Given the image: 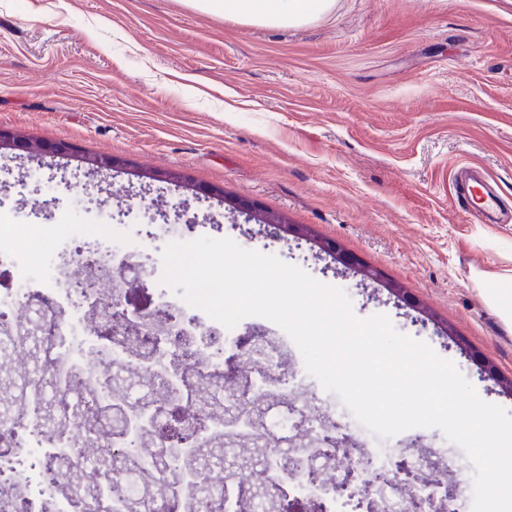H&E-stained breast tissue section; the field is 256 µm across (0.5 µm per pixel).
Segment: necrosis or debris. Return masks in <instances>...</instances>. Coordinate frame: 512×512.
<instances>
[{
  "instance_id": "obj_1",
  "label": "necrosis or debris",
  "mask_w": 512,
  "mask_h": 512,
  "mask_svg": "<svg viewBox=\"0 0 512 512\" xmlns=\"http://www.w3.org/2000/svg\"><path fill=\"white\" fill-rule=\"evenodd\" d=\"M66 245L61 237L37 233L13 239L18 254L10 287H0V462L6 463L8 485H0V512H185L174 496H143L129 501L105 486L72 480L82 466L91 440L110 432L113 442L136 434L139 426L155 428L165 420L164 406L186 402L185 425L210 422L205 400L187 402L189 387L219 388L226 429L224 470L232 480L225 496L213 499L212 459L189 444H162L152 433L142 439L148 450L147 472L109 458L112 481L142 487L168 484L178 461L195 459L183 479L197 486L194 512H272L271 497L256 487L243 492L251 473L295 470V484L319 505L320 512H368L361 494L375 496L379 512H466L462 495L448 492L444 480L416 483L413 493L391 478L393 467L420 473L424 451H405L397 461L367 462L363 453L337 447L342 426L330 409L311 401H295L279 384L286 356L278 341L252 340L244 354L248 378L215 379L224 361L215 356L210 331L185 320L166 291H157L148 309L126 305L123 288L152 278L150 269L131 272L126 261L109 263L100 249H85L88 268L81 278L59 281L53 260ZM112 322L114 338L104 343L98 329ZM32 363L16 368L21 349ZM179 355L183 367L171 372L167 360ZM53 399H44L46 388ZM264 412L267 451L245 462L237 441L244 431L236 424L245 406Z\"/></svg>"
}]
</instances>
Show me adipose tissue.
<instances>
[{
	"instance_id": "obj_1",
	"label": "adipose tissue",
	"mask_w": 512,
	"mask_h": 512,
	"mask_svg": "<svg viewBox=\"0 0 512 512\" xmlns=\"http://www.w3.org/2000/svg\"><path fill=\"white\" fill-rule=\"evenodd\" d=\"M195 8L243 22L301 26L330 14L336 0H188Z\"/></svg>"
}]
</instances>
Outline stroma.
<instances>
[{
	"mask_svg": "<svg viewBox=\"0 0 512 512\" xmlns=\"http://www.w3.org/2000/svg\"><path fill=\"white\" fill-rule=\"evenodd\" d=\"M0 129L120 162L90 175L73 157L0 152L1 235L21 224L76 246L134 230L146 265L172 241L232 239L342 288L357 318L386 315L512 412V395L480 371L487 361L512 378V328L478 285L512 277V223H481L451 197L453 169L471 162L512 205V0H336L299 27L244 24L186 0H0ZM228 197L336 240L420 310L314 241L229 214ZM150 207L217 221L163 234L146 223ZM425 309L435 323H423ZM232 334L238 350L259 334L277 340L295 398L333 409L369 453L436 449L472 496L473 467L442 431L376 437L278 325L250 316Z\"/></svg>",
	"mask_w": 512,
	"mask_h": 512,
	"instance_id": "obj_1",
	"label": "stroma"
}]
</instances>
